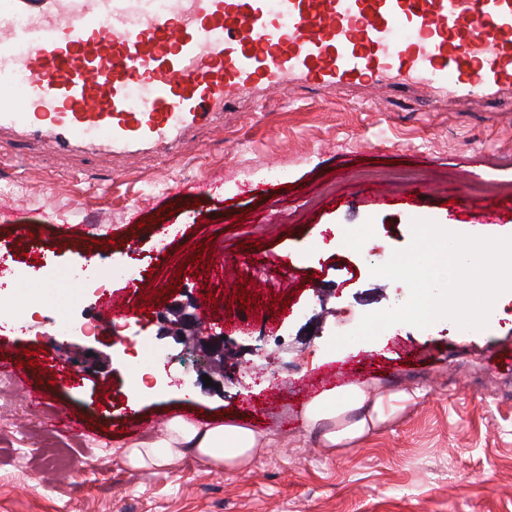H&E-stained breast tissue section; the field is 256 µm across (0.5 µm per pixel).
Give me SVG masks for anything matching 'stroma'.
Instances as JSON below:
<instances>
[{"label": "stroma", "mask_w": 512, "mask_h": 512, "mask_svg": "<svg viewBox=\"0 0 512 512\" xmlns=\"http://www.w3.org/2000/svg\"><path fill=\"white\" fill-rule=\"evenodd\" d=\"M381 168L413 170L441 190L420 206L396 189L358 196L360 171ZM489 180L512 182V103L488 112L441 92L372 102L298 89L260 110L245 100L223 126L196 131L170 157L0 151V255L38 251L63 269L107 237L114 265L138 258L145 289L173 280L176 303L209 292L217 301L207 327L195 322L177 336L167 332L178 312L166 300L115 325L94 292L36 324L0 328V376L25 350L40 363L64 340L73 354L96 353L77 389L54 385L37 366L0 389V512H512V321L495 310L479 330L444 319L425 329L400 323L375 340L328 347L364 314L408 300L404 283L375 269L409 245L412 219L512 236V192L479 196L497 210L493 224L447 204V186L467 195ZM169 223L177 234L160 237ZM20 225L27 237H17ZM213 238L237 257L292 262L279 283L260 268L242 273L258 297L248 322L239 320L233 285L191 274L195 245ZM276 297L288 308L273 305ZM62 317L73 327L65 338L56 333ZM205 330L226 336L223 368L204 362L182 373L178 354ZM139 347L169 362L133 406L117 364ZM331 369L370 396L409 399L365 435L327 447L306 432L305 405L289 392ZM32 383L44 395L38 408L26 397ZM68 412L86 433L53 429L52 418ZM175 416L256 423L269 443L236 467L214 469L190 453L170 469L129 466L122 448L161 438Z\"/></svg>", "instance_id": "1"}]
</instances>
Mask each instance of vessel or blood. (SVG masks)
<instances>
[{
    "label": "vessel or blood",
    "mask_w": 512,
    "mask_h": 512,
    "mask_svg": "<svg viewBox=\"0 0 512 512\" xmlns=\"http://www.w3.org/2000/svg\"><path fill=\"white\" fill-rule=\"evenodd\" d=\"M403 73L498 103L512 0H0V148L171 155L243 96Z\"/></svg>",
    "instance_id": "obj_1"
}]
</instances>
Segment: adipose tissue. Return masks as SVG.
<instances>
[{
	"label": "adipose tissue",
	"mask_w": 512,
	"mask_h": 512,
	"mask_svg": "<svg viewBox=\"0 0 512 512\" xmlns=\"http://www.w3.org/2000/svg\"><path fill=\"white\" fill-rule=\"evenodd\" d=\"M385 401L382 395L370 398L360 387L330 390L310 401L303 414L304 426L311 432L321 431L327 445L339 448L382 419ZM339 413L355 414L356 419L343 430L327 429L326 421ZM262 445L260 434L250 427L233 423L203 427L176 416L167 423L162 439L129 446L124 456L137 468L172 467L187 452L210 466L234 467L249 462Z\"/></svg>",
	"instance_id": "1"
}]
</instances>
